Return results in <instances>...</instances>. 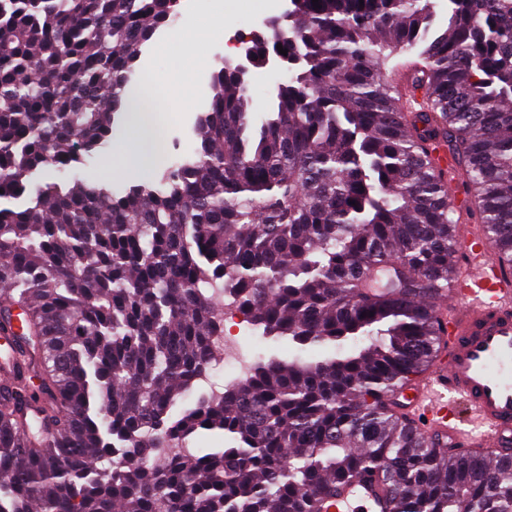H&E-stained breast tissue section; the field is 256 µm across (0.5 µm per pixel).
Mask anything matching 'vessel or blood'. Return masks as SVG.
I'll return each instance as SVG.
<instances>
[{"label": "vessel or blood", "mask_w": 512, "mask_h": 512, "mask_svg": "<svg viewBox=\"0 0 512 512\" xmlns=\"http://www.w3.org/2000/svg\"><path fill=\"white\" fill-rule=\"evenodd\" d=\"M448 172V196L462 218L457 271L447 293L446 344L431 368L398 393L397 408L416 419L441 448H481L488 457L512 446V278L491 258L452 156L438 154ZM322 512H394L383 487L369 477L337 482Z\"/></svg>", "instance_id": "b4317fda"}]
</instances>
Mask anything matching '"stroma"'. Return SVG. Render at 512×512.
I'll return each mask as SVG.
<instances>
[{
	"label": "stroma",
	"instance_id": "obj_1",
	"mask_svg": "<svg viewBox=\"0 0 512 512\" xmlns=\"http://www.w3.org/2000/svg\"><path fill=\"white\" fill-rule=\"evenodd\" d=\"M287 6V0H180L175 29L183 34L184 42L179 52L162 48L160 39L155 38L146 44L139 60V74L151 81L161 107L158 127L162 160L172 162L191 155L195 122L211 96V75L221 66L228 38L260 27L265 20L281 15ZM199 37L206 41L204 61L188 71L174 68L173 55L189 56ZM134 135L127 116L115 114L110 144L99 157L74 170V177L103 180L118 191L133 183L132 175L112 169L111 163L124 146L132 144ZM233 333L245 338L253 355L265 358L298 355L313 360L333 352L329 346L300 351L293 343L251 334L245 326L234 328Z\"/></svg>",
	"mask_w": 512,
	"mask_h": 512
}]
</instances>
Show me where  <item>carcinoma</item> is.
I'll use <instances>...</instances> for the list:
<instances>
[{
	"instance_id": "1",
	"label": "carcinoma",
	"mask_w": 512,
	"mask_h": 512,
	"mask_svg": "<svg viewBox=\"0 0 512 512\" xmlns=\"http://www.w3.org/2000/svg\"><path fill=\"white\" fill-rule=\"evenodd\" d=\"M318 2L264 116L214 71L191 158L115 192L41 176L112 140L177 0H0V512H315L361 475L395 512H512L511 449L439 448L384 400L441 343L439 151L512 270V0ZM226 296L263 337L356 347L216 387Z\"/></svg>"
}]
</instances>
